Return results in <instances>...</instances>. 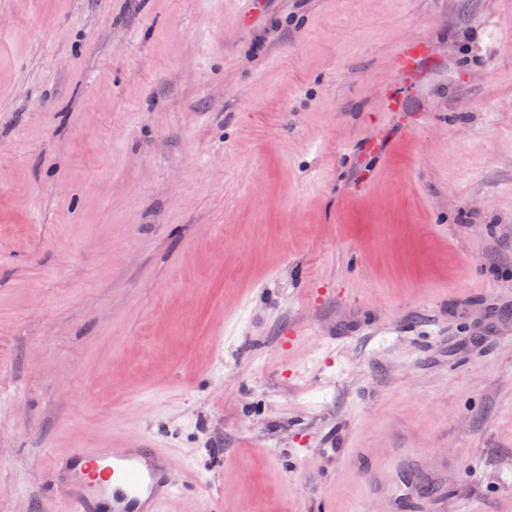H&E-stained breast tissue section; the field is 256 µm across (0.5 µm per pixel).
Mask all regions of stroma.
<instances>
[{
    "label": "stroma",
    "mask_w": 512,
    "mask_h": 512,
    "mask_svg": "<svg viewBox=\"0 0 512 512\" xmlns=\"http://www.w3.org/2000/svg\"><path fill=\"white\" fill-rule=\"evenodd\" d=\"M242 9L0 0V512H512V0ZM425 55L422 43L407 46L397 57L395 68L398 77L405 78L416 74L419 63ZM52 460L62 476L65 512H165L181 485L168 449L147 435L119 448H70Z\"/></svg>",
    "instance_id": "stroma-1"
}]
</instances>
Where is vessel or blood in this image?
Listing matches in <instances>:
<instances>
[{"label": "vessel or blood", "mask_w": 512, "mask_h": 512, "mask_svg": "<svg viewBox=\"0 0 512 512\" xmlns=\"http://www.w3.org/2000/svg\"><path fill=\"white\" fill-rule=\"evenodd\" d=\"M422 43L397 57L399 77L416 74ZM66 493L64 512H166L180 486L181 471L168 449L149 436L119 448H72L55 462Z\"/></svg>", "instance_id": "1"}]
</instances>
